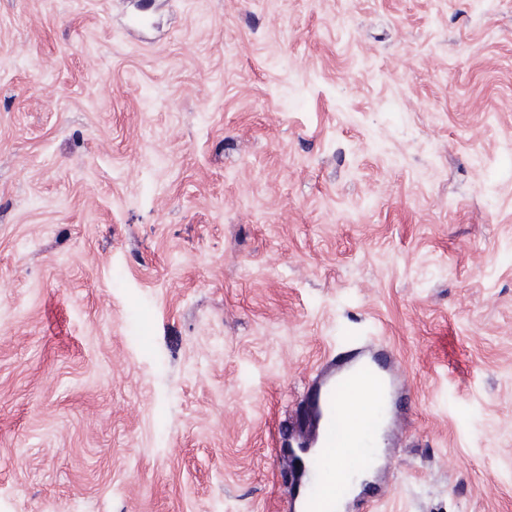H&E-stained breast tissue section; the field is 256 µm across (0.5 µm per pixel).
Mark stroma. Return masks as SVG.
Instances as JSON below:
<instances>
[{
    "mask_svg": "<svg viewBox=\"0 0 512 512\" xmlns=\"http://www.w3.org/2000/svg\"><path fill=\"white\" fill-rule=\"evenodd\" d=\"M356 342L512 512V0H0V512H283Z\"/></svg>",
    "mask_w": 512,
    "mask_h": 512,
    "instance_id": "1",
    "label": "stroma"
}]
</instances>
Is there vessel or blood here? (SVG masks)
I'll list each match as a JSON object with an SVG mask.
<instances>
[{
    "instance_id": "1",
    "label": "vessel or blood",
    "mask_w": 512,
    "mask_h": 512,
    "mask_svg": "<svg viewBox=\"0 0 512 512\" xmlns=\"http://www.w3.org/2000/svg\"><path fill=\"white\" fill-rule=\"evenodd\" d=\"M399 365L386 349L371 350L351 346L333 357L316 389L315 426L304 436L303 446L292 449L291 458L303 486L288 497V512H330L322 498L326 486L343 482L347 470H357L372 459L369 443L342 449L347 469H336L325 453L326 447L340 440L355 421L354 403L349 396L360 385L368 387L374 398L376 415H384L395 393Z\"/></svg>"
}]
</instances>
